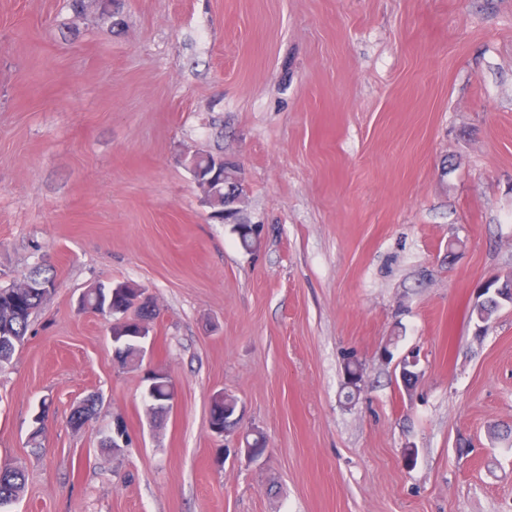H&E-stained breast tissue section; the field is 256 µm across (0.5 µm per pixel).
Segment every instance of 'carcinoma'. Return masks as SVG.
I'll return each mask as SVG.
<instances>
[{
	"instance_id": "1",
	"label": "carcinoma",
	"mask_w": 512,
	"mask_h": 512,
	"mask_svg": "<svg viewBox=\"0 0 512 512\" xmlns=\"http://www.w3.org/2000/svg\"><path fill=\"white\" fill-rule=\"evenodd\" d=\"M95 7L98 17L112 23L114 10L112 4L102 5L100 0H68V8L75 16L85 14L90 7ZM240 246L247 252L257 250L260 245L258 229L251 224H241L235 227ZM141 288L128 284L122 290H113L112 286H99L89 289L84 294V307L101 316L123 321L115 326L118 331L125 334L115 340L116 356L126 366L137 368L141 366L140 342L135 336V321L153 317L155 311L144 305L133 307L132 298L139 294ZM44 298L39 293L25 294L21 297L12 295V289L0 288V366L9 363L17 348H19L27 335L30 317L42 305ZM501 301L493 299L482 307H472L469 311V320L477 324H486L492 320L499 310ZM167 371L156 368L152 372L153 387L150 393L144 394V399L155 414L164 413L163 404L168 397L166 383ZM237 399L226 393L222 397L213 399L209 410V422L224 428L227 433L236 427L234 420ZM25 477L21 470L10 467H0V508L15 501L23 491Z\"/></svg>"
}]
</instances>
